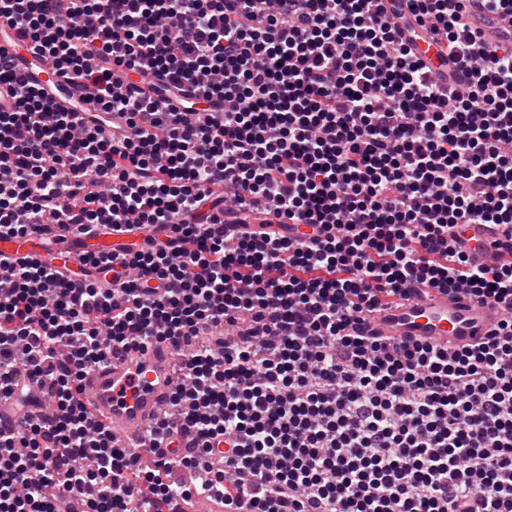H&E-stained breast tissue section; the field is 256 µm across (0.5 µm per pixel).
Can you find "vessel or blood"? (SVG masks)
<instances>
[{"label": "vessel or blood", "instance_id": "1", "mask_svg": "<svg viewBox=\"0 0 512 512\" xmlns=\"http://www.w3.org/2000/svg\"><path fill=\"white\" fill-rule=\"evenodd\" d=\"M414 54L430 69L440 86L448 84L445 43L418 31L411 38ZM0 56L11 61L15 72L36 87L58 111L76 112L84 126L95 124L98 112L94 90L79 91L64 72L46 58L32 42L22 38L14 24L0 20ZM153 227H140L127 234L96 229L83 234L72 230L54 246L52 263L61 269L78 268L83 256H121L124 248L156 235ZM43 252L39 232L22 237L0 236V257H38ZM501 307L491 301L470 298L461 292L428 289L395 307L367 315L361 328L365 335L392 342L422 341L453 351L482 341L495 332ZM177 351L171 343L154 342L109 356L84 375V393L92 411L112 432V442L134 451L151 447L147 430L164 410L175 383Z\"/></svg>", "mask_w": 512, "mask_h": 512}]
</instances>
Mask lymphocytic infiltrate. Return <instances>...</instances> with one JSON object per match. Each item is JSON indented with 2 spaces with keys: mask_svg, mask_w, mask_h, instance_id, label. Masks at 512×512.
I'll return each instance as SVG.
<instances>
[{
  "mask_svg": "<svg viewBox=\"0 0 512 512\" xmlns=\"http://www.w3.org/2000/svg\"><path fill=\"white\" fill-rule=\"evenodd\" d=\"M465 84L441 92L380 0H0L98 89L87 129L17 86L0 112V235L31 220L157 225L121 264L0 262V512H512V0H410ZM166 86L124 95L114 69ZM209 110L190 123L180 109ZM235 196L227 242L218 189ZM470 224L498 226L484 261ZM423 288L505 310L455 352L362 335ZM181 353L143 461L92 423L81 379L149 339ZM229 446L214 467L213 446ZM193 473L173 480L174 468Z\"/></svg>",
  "mask_w": 512,
  "mask_h": 512,
  "instance_id": "obj_1",
  "label": "lymphocytic infiltrate"
}]
</instances>
